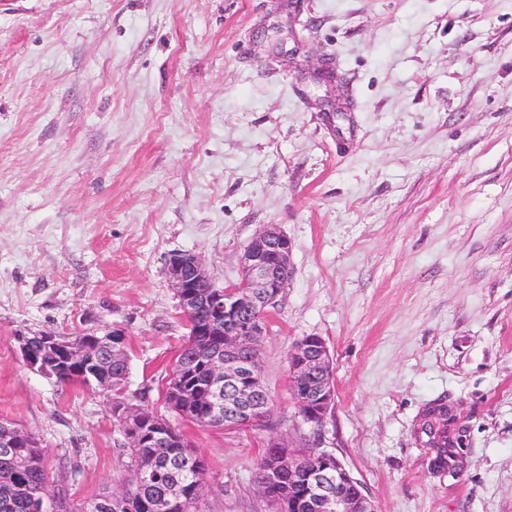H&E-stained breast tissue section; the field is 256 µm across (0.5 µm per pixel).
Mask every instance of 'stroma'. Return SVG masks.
Wrapping results in <instances>:
<instances>
[{
	"instance_id": "stroma-1",
	"label": "stroma",
	"mask_w": 512,
	"mask_h": 512,
	"mask_svg": "<svg viewBox=\"0 0 512 512\" xmlns=\"http://www.w3.org/2000/svg\"><path fill=\"white\" fill-rule=\"evenodd\" d=\"M268 224L292 245L271 411L204 428L163 396L188 334L168 259L237 283ZM113 328L125 394L205 457V512H263L272 436L333 453L377 512H512V0H0V421L78 500L126 476L112 394L28 369L17 338ZM306 336L333 360L318 429L288 368ZM439 398L456 475L413 435Z\"/></svg>"
}]
</instances>
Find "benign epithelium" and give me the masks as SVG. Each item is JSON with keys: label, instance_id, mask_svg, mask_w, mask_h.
I'll use <instances>...</instances> for the list:
<instances>
[{"label": "benign epithelium", "instance_id": "benign-epithelium-1", "mask_svg": "<svg viewBox=\"0 0 512 512\" xmlns=\"http://www.w3.org/2000/svg\"><path fill=\"white\" fill-rule=\"evenodd\" d=\"M291 241L277 225L270 224L248 244L242 256L241 277L235 284L218 286L207 274L201 259L189 252L174 253L167 264L169 280L184 313L203 306L214 315V323H202L196 336H210L213 325L224 324V341L206 358L211 403L208 418L224 423L226 429L255 426L270 412V399L257 369L259 346L268 333L267 308L283 294L291 275ZM125 336L114 328L103 335L73 336L41 331L19 336V350L25 365L48 377L61 369L77 372V380L91 381L101 375L107 360L100 355ZM37 342L43 354H30ZM291 382L298 415L306 424H322L334 402L333 362L325 342L317 337L299 340L288 353ZM26 431L0 424V451L18 447ZM277 449L271 462L272 475L301 473L304 490L283 502L269 483L257 484L268 512H376L362 485L330 452L320 451L319 462L302 451L274 440Z\"/></svg>", "mask_w": 512, "mask_h": 512}]
</instances>
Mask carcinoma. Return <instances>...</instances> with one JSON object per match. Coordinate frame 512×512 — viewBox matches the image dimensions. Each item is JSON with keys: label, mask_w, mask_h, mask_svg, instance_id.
I'll return each mask as SVG.
<instances>
[{"label": "carcinoma", "mask_w": 512, "mask_h": 512, "mask_svg": "<svg viewBox=\"0 0 512 512\" xmlns=\"http://www.w3.org/2000/svg\"><path fill=\"white\" fill-rule=\"evenodd\" d=\"M218 340L216 336H189L181 348L171 370L184 366L181 380L186 382V390L176 401L170 403V408L182 418H186L202 427L209 426L203 421L201 414L208 405L209 393L207 388V372L204 358L209 346ZM125 363H112V402L126 399L121 393L119 379L126 375ZM153 411L145 406H137L136 415L132 421L143 432L147 443L141 448H128L130 465L126 479L128 497L119 512H203L202 504H195L190 498L193 484L206 480L208 466L205 459L194 449L185 447L182 435L170 428L167 439L152 440ZM417 434L425 445H433L439 449L435 459L443 465L454 461L459 455L458 446L462 442V434L458 428L436 429L430 422L417 423ZM182 456L188 460L184 470L187 482L183 484L185 498L171 497L176 474L171 472L166 463L168 460ZM64 482L68 478L65 471L60 470L54 476L50 475L44 449L33 439L24 448L16 450L11 457L0 456V512H30L33 500L43 494L47 479ZM304 476L297 475L291 479L286 477L274 484V489L283 498H294L302 490ZM109 496L104 491L89 499L67 501L68 512H104L100 503Z\"/></svg>", "instance_id": "obj_1"}]
</instances>
